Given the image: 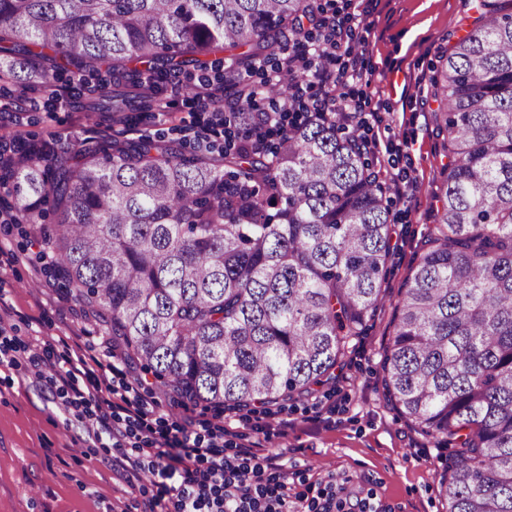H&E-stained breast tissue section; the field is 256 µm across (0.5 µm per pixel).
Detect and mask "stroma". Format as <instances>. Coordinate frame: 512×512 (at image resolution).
<instances>
[{"mask_svg": "<svg viewBox=\"0 0 512 512\" xmlns=\"http://www.w3.org/2000/svg\"><path fill=\"white\" fill-rule=\"evenodd\" d=\"M330 19H349L360 35L351 49L371 75L369 85L345 89L369 103L364 135L379 142L373 159L384 181L404 174L402 198L391 205L394 251L388 259L382 308L362 336L350 341L329 383L301 399L270 406L216 409L182 402L173 391H155L159 417L195 418L197 430L220 423L235 434L225 445H257L280 456L305 485L329 474L350 477L353 490L373 493L386 512H446L438 480L453 448H438L414 431L388 400L380 367L393 330V305L404 290L424 241L435 224L434 196L447 162L435 120L437 102L429 78L443 51L471 24L466 0H331ZM196 72L181 74L163 94L165 112H128L101 120L68 100L48 106L38 85L0 81V100L15 110L0 114L1 140L60 141L98 136L133 141L160 136L193 150V130L209 113L185 87ZM0 203V333L14 346L0 359V512H143L150 473L113 470L108 436H95L67 418L59 398L30 373L28 358L59 362L74 345L114 365V386L143 377L124 358L102 322L78 304L47 268L32 225L9 221Z\"/></svg>", "mask_w": 512, "mask_h": 512, "instance_id": "35a3bbf8", "label": "stroma"}]
</instances>
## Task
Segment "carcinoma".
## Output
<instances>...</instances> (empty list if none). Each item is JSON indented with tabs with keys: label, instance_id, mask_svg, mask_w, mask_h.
Returning a JSON list of instances; mask_svg holds the SVG:
<instances>
[{
	"label": "carcinoma",
	"instance_id": "cac0c4a2",
	"mask_svg": "<svg viewBox=\"0 0 512 512\" xmlns=\"http://www.w3.org/2000/svg\"><path fill=\"white\" fill-rule=\"evenodd\" d=\"M470 2V30L430 79L447 134L441 206L381 369L399 412L455 448L439 480L448 512H512V0ZM322 14L320 0H0V79L50 99L54 76L80 91L102 64L137 82L96 88L88 112H157L159 88L190 70L236 91L224 130L237 145L218 156L148 136L36 140L0 173L65 288L188 402L309 393L384 298L390 206L357 122L308 112L276 149L245 135L258 100L279 110L300 80L253 74L294 56L301 23Z\"/></svg>",
	"mask_w": 512,
	"mask_h": 512
}]
</instances>
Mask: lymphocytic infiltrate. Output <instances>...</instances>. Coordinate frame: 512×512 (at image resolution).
<instances>
[{"label": "lymphocytic infiltrate", "instance_id": "1", "mask_svg": "<svg viewBox=\"0 0 512 512\" xmlns=\"http://www.w3.org/2000/svg\"><path fill=\"white\" fill-rule=\"evenodd\" d=\"M29 363L34 378L54 389L65 409L88 427L133 440V453H120L112 464L157 479L146 512H344L353 495L349 479L333 474L313 497L295 492L277 456L259 448L242 446L226 456L220 425L201 433L185 417L165 430H148L159 406L155 397L138 383L122 385L117 396L98 383L82 390L78 378L90 371L86 356L61 365L34 354Z\"/></svg>", "mask_w": 512, "mask_h": 512}]
</instances>
